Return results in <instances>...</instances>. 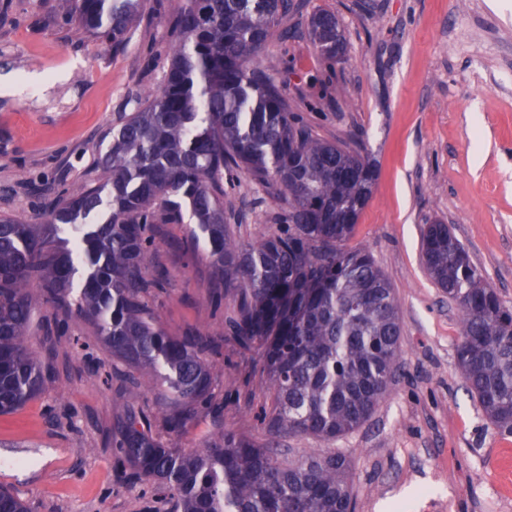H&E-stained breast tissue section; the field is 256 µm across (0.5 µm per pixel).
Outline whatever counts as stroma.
Instances as JSON below:
<instances>
[{"label":"stroma","mask_w":512,"mask_h":512,"mask_svg":"<svg viewBox=\"0 0 512 512\" xmlns=\"http://www.w3.org/2000/svg\"><path fill=\"white\" fill-rule=\"evenodd\" d=\"M288 38L257 58L290 105L320 137L354 138L378 179L349 244L367 249L391 283L403 316L402 369L370 419L335 440L352 460L356 512H512V435L500 433L468 392L456 353L462 323L429 277L421 233L449 224L487 284L512 308V0H298ZM0 25V216L33 219L53 200L79 194L105 175L103 137L134 110L130 94L159 87L168 66V18L146 0L120 47L69 21L70 0H8ZM334 12L343 60H325L308 36L310 17ZM224 204L241 213L234 234L254 243L274 231L279 200L239 178ZM190 225L168 224L148 270L164 266L169 288L151 300L168 335L194 331L218 353L215 413L168 432L157 387L129 396L127 367L69 318L55 343L44 392L0 415V488L28 512H172L147 482L121 473L112 428L130 408L152 415L157 438L200 448L218 428L264 441L257 422L274 393L260 350L224 334L230 304H215L204 249L175 250ZM239 394H226L228 384Z\"/></svg>","instance_id":"1"}]
</instances>
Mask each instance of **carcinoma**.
<instances>
[{
    "label": "carcinoma",
    "mask_w": 512,
    "mask_h": 512,
    "mask_svg": "<svg viewBox=\"0 0 512 512\" xmlns=\"http://www.w3.org/2000/svg\"><path fill=\"white\" fill-rule=\"evenodd\" d=\"M142 0H75L77 28L119 47ZM169 62L163 82L107 133L98 164L105 181L51 205L35 221L0 218V414L45 389L33 349L39 329L65 333L76 316L112 356L134 369L130 396L156 379L162 420L178 431L208 404L211 341L168 335L148 303L166 288L147 272L166 224L191 215L207 245L211 274L234 306L224 335L262 350L274 407L260 417L269 438L218 429L202 448L164 447L143 411L118 419V466L133 481L170 492L177 512H354L351 464L336 450L288 458L285 436L333 441L362 426L399 370L403 318L372 255L351 248L377 167L343 139L328 140L291 110L281 86L256 66L292 0H168ZM336 14L309 21L319 53H344ZM284 199L275 230L253 244L235 238L224 211L238 174ZM109 209L100 224L87 219ZM71 230L72 246L61 240ZM426 270L462 316L457 362L490 423L512 434V309L484 283L468 251L442 222L421 234ZM62 320L36 319L30 289ZM0 512H27L0 489Z\"/></svg>",
    "instance_id": "cac0c4a2"
}]
</instances>
